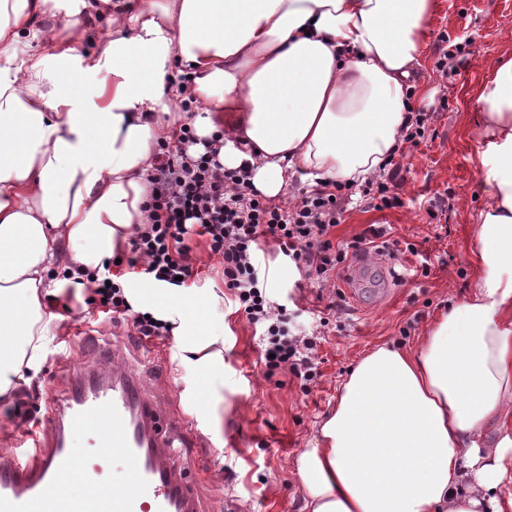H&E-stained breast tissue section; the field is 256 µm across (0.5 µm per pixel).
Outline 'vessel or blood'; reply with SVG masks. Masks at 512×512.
<instances>
[{"mask_svg":"<svg viewBox=\"0 0 512 512\" xmlns=\"http://www.w3.org/2000/svg\"><path fill=\"white\" fill-rule=\"evenodd\" d=\"M49 407L51 432L32 441V453L0 454V512H201L177 450L201 444L203 428L185 418L171 430L129 369L104 359L70 370ZM77 431L92 449L74 445ZM115 459L128 466L118 490L101 471Z\"/></svg>","mask_w":512,"mask_h":512,"instance_id":"obj_1","label":"vessel or blood"}]
</instances>
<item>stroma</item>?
<instances>
[{
    "label": "stroma",
    "mask_w": 512,
    "mask_h": 512,
    "mask_svg": "<svg viewBox=\"0 0 512 512\" xmlns=\"http://www.w3.org/2000/svg\"><path fill=\"white\" fill-rule=\"evenodd\" d=\"M461 44L447 72L435 68L440 34ZM512 58V0H440L428 23V42L415 72L414 109L433 112L435 136L428 144H402L395 159L409 174L402 187L403 207L374 210L349 206L335 235L351 238L371 224H388L400 242L416 244L420 256L394 260L371 256L365 269L345 272L335 286H293V270H284L286 287L279 290L294 333L316 326L317 312L338 302L330 315L315 357L320 377L309 391L288 371L268 374L260 361L259 337L234 300L224 293L223 310L207 311L214 327L229 325L232 336L224 346L227 368L224 395L233 404L219 434H208V447L182 449L192 465L189 484L204 502L205 512H303V492L294 472L298 452L308 447L316 424L329 411L340 387L356 363L373 348L391 343L417 349L421 338L449 300L469 296L477 281L473 238L482 221L488 191L478 173L482 148L477 93L499 60ZM443 215L430 217L436 203ZM432 263L429 277H403V269L418 266L420 257ZM91 292L67 285L68 309L58 324L45 362L30 383L0 398V452L27 432L47 426V395L64 389L61 359L73 366L91 364L97 344L120 350L127 368L138 374L149 393L170 409L171 423L190 408L170 363L168 339L155 344L136 335L130 320L101 312Z\"/></svg>",
    "instance_id": "1"
}]
</instances>
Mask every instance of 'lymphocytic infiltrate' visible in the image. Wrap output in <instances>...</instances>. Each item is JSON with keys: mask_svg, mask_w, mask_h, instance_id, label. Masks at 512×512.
<instances>
[{"mask_svg": "<svg viewBox=\"0 0 512 512\" xmlns=\"http://www.w3.org/2000/svg\"><path fill=\"white\" fill-rule=\"evenodd\" d=\"M174 137V143L158 145L148 176L151 222L130 239L128 268L171 286L191 279L189 238L204 237L221 258L224 285L248 321L265 327L261 355L267 372L288 371L309 388L320 375L314 360L320 334H290L282 312L258 286L256 254L263 243L274 242L306 279L322 288L339 278L350 257L374 248L384 228L372 224L350 239H333L355 194L350 185L319 182L301 196L275 201L250 183L246 170L224 168L208 151L188 155L196 141L191 129L180 128ZM404 180L403 167L395 162L367 179L357 194L373 209L397 208L403 204Z\"/></svg>", "mask_w": 512, "mask_h": 512, "instance_id": "lymphocytic-infiltrate-1", "label": "lymphocytic infiltrate"}]
</instances>
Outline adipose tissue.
Masks as SVG:
<instances>
[{
    "mask_svg": "<svg viewBox=\"0 0 512 512\" xmlns=\"http://www.w3.org/2000/svg\"><path fill=\"white\" fill-rule=\"evenodd\" d=\"M437 0H0V396L36 376L67 308L60 272L102 265L149 221L155 148L192 128L264 196L295 177L361 183L398 148ZM105 20L109 36L95 22ZM81 90L47 71L73 43ZM191 83L174 87L172 72ZM201 100L183 110L188 98ZM489 202L478 278L417 350L381 345L340 389L294 469L304 512H512V59L478 91ZM234 113L217 126L215 112ZM224 138L213 141L216 130ZM132 313L169 325L181 396L211 431L225 334L190 297L124 278Z\"/></svg>",
    "mask_w": 512,
    "mask_h": 512,
    "instance_id": "1",
    "label": "adipose tissue"
}]
</instances>
